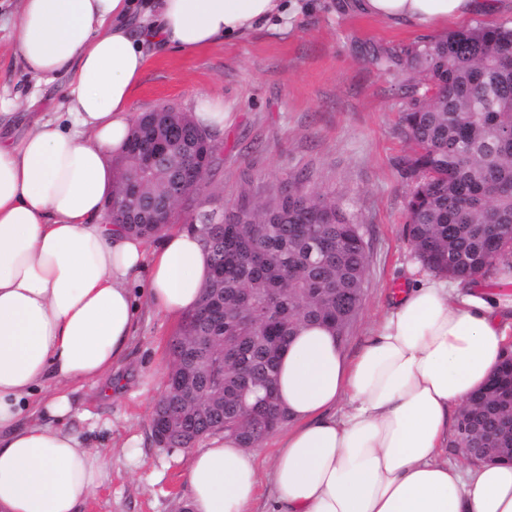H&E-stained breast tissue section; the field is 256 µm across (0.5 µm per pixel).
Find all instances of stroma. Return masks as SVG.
Instances as JSON below:
<instances>
[{
  "label": "stroma",
  "instance_id": "1",
  "mask_svg": "<svg viewBox=\"0 0 512 512\" xmlns=\"http://www.w3.org/2000/svg\"><path fill=\"white\" fill-rule=\"evenodd\" d=\"M351 13L332 11L327 0H309L291 27L249 36L192 53L152 56L134 90L135 113L171 105L187 112L206 93L229 104L232 120L214 140L220 163L209 179L212 200L233 205L241 189L260 201L294 175L310 191L331 197L362 224L369 246L363 301L342 344L354 354L380 318L396 285H407L416 258L406 239L409 185L398 160L409 146L398 128L407 102L402 77L367 64L370 47L401 50L422 41ZM33 98L12 131L55 119L59 83L36 85L14 59V38L0 30V90ZM178 321L142 306L123 360L94 383L68 387L70 426L93 430L96 445L111 453V475L85 512H184L188 505V452L157 445L151 415L164 391L168 343ZM139 441L138 466L114 450Z\"/></svg>",
  "mask_w": 512,
  "mask_h": 512
}]
</instances>
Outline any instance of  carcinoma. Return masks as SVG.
<instances>
[{
  "label": "carcinoma",
  "mask_w": 512,
  "mask_h": 512,
  "mask_svg": "<svg viewBox=\"0 0 512 512\" xmlns=\"http://www.w3.org/2000/svg\"><path fill=\"white\" fill-rule=\"evenodd\" d=\"M373 67L407 75L412 97L400 115L412 153L401 159L413 187L407 205V236L421 262L438 275L467 284L499 265H512V26L479 23L405 52L372 48ZM144 112L143 123L160 115L180 124L170 155L155 163L157 177L142 183L140 203L148 212L162 201L164 179L185 160L195 162L210 145V165L219 146L189 114L172 106ZM140 161L125 154L115 172L120 196L138 180ZM305 179H288V194L264 202L244 190L224 212L221 233L207 248L215 276L205 296L224 305V329L187 313L175 339L198 346L187 360L171 358L169 371L188 377L217 419L178 437L177 448H193L220 430L236 434L245 448L258 447L285 419L266 402L274 389L280 344L299 323L329 328L342 342L363 300L368 243L336 200L305 189ZM152 239L163 224H126ZM512 358L460 411L451 447L499 448L508 456L512 432Z\"/></svg>",
  "instance_id": "obj_1"
}]
</instances>
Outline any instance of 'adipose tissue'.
Wrapping results in <instances>:
<instances>
[{"mask_svg": "<svg viewBox=\"0 0 512 512\" xmlns=\"http://www.w3.org/2000/svg\"><path fill=\"white\" fill-rule=\"evenodd\" d=\"M427 32L494 15L500 0H344ZM302 0H18L21 71L63 80L61 120L0 134V512H82L109 459L73 430L66 390L122 359L141 303L178 319L200 303L210 257L179 230L147 242L112 224L114 157L148 56L194 52L274 23ZM354 357L300 326L281 351L278 401L294 422L274 456L268 512H512V460L452 461L455 415L512 346V268L479 292L412 266ZM40 395L46 419L19 420ZM192 512H254L257 451L222 432L193 449Z\"/></svg>", "mask_w": 512, "mask_h": 512, "instance_id": "1", "label": "adipose tissue"}]
</instances>
